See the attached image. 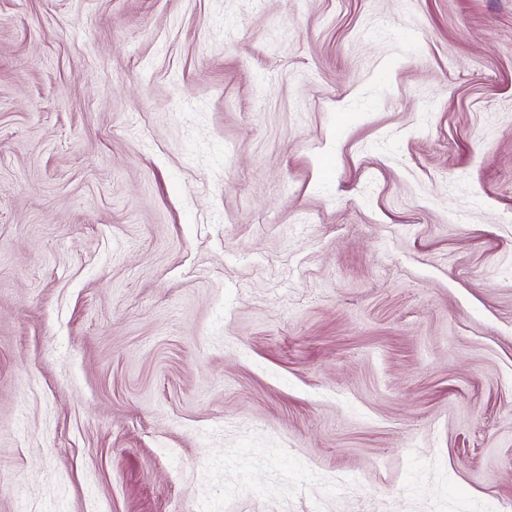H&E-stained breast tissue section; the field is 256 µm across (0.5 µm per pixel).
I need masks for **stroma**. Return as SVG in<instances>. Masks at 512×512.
<instances>
[{"label": "stroma", "instance_id": "1", "mask_svg": "<svg viewBox=\"0 0 512 512\" xmlns=\"http://www.w3.org/2000/svg\"><path fill=\"white\" fill-rule=\"evenodd\" d=\"M512 512V0H0V512Z\"/></svg>", "mask_w": 512, "mask_h": 512}]
</instances>
